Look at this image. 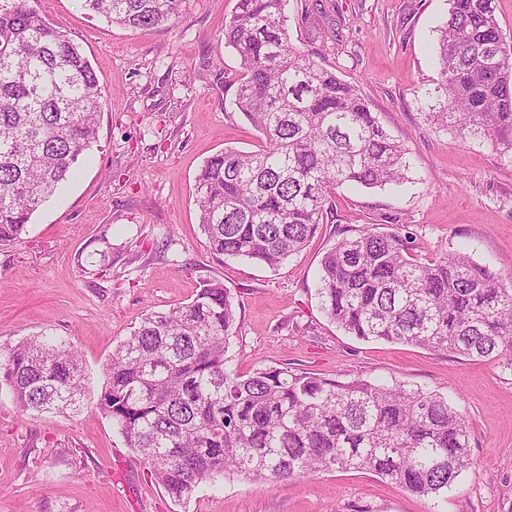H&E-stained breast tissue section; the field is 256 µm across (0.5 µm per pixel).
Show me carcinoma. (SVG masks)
<instances>
[{
    "label": "carcinoma",
    "mask_w": 512,
    "mask_h": 512,
    "mask_svg": "<svg viewBox=\"0 0 512 512\" xmlns=\"http://www.w3.org/2000/svg\"><path fill=\"white\" fill-rule=\"evenodd\" d=\"M76 2L111 24L151 29L179 0ZM286 2L239 0L224 20V44L243 69L235 104L261 144L210 157L195 188L209 248L272 269L313 238L336 187L409 182L406 149L363 95L319 49L291 43ZM438 66L429 118L512 156V48L495 0H449ZM103 105L90 62L34 0H0V244L21 239L96 142ZM409 240L366 231L338 241L317 273L328 317L360 340L468 358L511 350L512 288L461 252L420 262ZM236 320L224 283L209 281L191 302L147 313L106 364L96 407L173 501L189 502L207 480L336 469L440 498L473 467L469 423L444 395L277 367L244 378L227 356ZM83 381L66 339L38 334L0 348V382L24 412L77 409Z\"/></svg>",
    "instance_id": "1"
}]
</instances>
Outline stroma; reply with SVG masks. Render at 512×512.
Segmentation results:
<instances>
[{"mask_svg":"<svg viewBox=\"0 0 512 512\" xmlns=\"http://www.w3.org/2000/svg\"><path fill=\"white\" fill-rule=\"evenodd\" d=\"M37 6L90 61L105 106L75 175L20 241L0 244V347L44 331L69 339L85 395L75 412L25 413L0 386V512H512V350L472 359L363 341L316 295L325 253L362 230L408 233L422 262L462 251L512 279V158L428 117L448 0H321L335 25L324 64L407 149L414 182L402 193L336 188L309 245L275 270L213 253L194 203L209 157L260 144L233 104L242 72L224 20L238 0H180L151 30L107 24L75 0ZM213 279L235 301L228 354L238 374L274 366L438 391L469 422L473 468L441 500L336 470L204 482L175 504L96 402L105 364L144 315L191 301Z\"/></svg>","mask_w":512,"mask_h":512,"instance_id":"obj_1","label":"stroma"}]
</instances>
